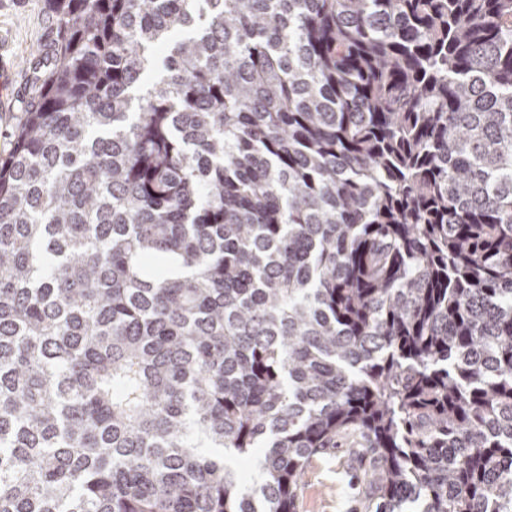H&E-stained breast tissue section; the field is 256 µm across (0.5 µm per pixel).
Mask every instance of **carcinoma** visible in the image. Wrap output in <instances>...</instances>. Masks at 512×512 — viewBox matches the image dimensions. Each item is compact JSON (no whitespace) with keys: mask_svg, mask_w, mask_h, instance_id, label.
<instances>
[{"mask_svg":"<svg viewBox=\"0 0 512 512\" xmlns=\"http://www.w3.org/2000/svg\"><path fill=\"white\" fill-rule=\"evenodd\" d=\"M50 2L0 512H296L348 431L366 512H512V0Z\"/></svg>","mask_w":512,"mask_h":512,"instance_id":"carcinoma-1","label":"carcinoma"}]
</instances>
